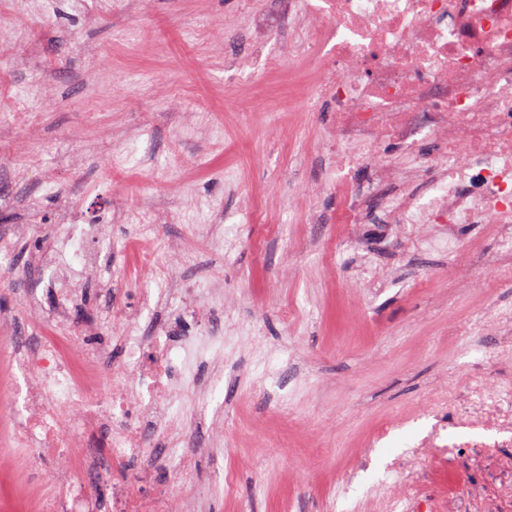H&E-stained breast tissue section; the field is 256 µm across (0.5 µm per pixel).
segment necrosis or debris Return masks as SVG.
<instances>
[{
  "instance_id": "obj_1",
  "label": "necrosis or debris",
  "mask_w": 512,
  "mask_h": 512,
  "mask_svg": "<svg viewBox=\"0 0 512 512\" xmlns=\"http://www.w3.org/2000/svg\"><path fill=\"white\" fill-rule=\"evenodd\" d=\"M289 21L290 50L314 62V100L335 114L336 221L372 218L402 225L411 245L419 224H485L512 249V0H302ZM435 141L425 155L421 147ZM398 146L399 154L379 146ZM372 161L371 191L352 177ZM431 181L425 196L414 183ZM195 313L176 280L139 289L129 319L163 303ZM124 355L107 375V345L81 325L47 328L39 344L16 329L0 351L16 364L13 441L29 473L51 471L38 512H196L163 474L183 475L199 460L196 430L206 399L183 403L201 368L238 344L223 327L194 333L169 321L153 335L121 337ZM429 430L384 465L366 498L386 512H512V380L452 388L430 397ZM136 478H128L130 465Z\"/></svg>"
}]
</instances>
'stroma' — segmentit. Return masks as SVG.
I'll return each mask as SVG.
<instances>
[{"mask_svg": "<svg viewBox=\"0 0 512 512\" xmlns=\"http://www.w3.org/2000/svg\"><path fill=\"white\" fill-rule=\"evenodd\" d=\"M287 45L288 0H0V310L34 331V290L51 312L33 257L66 206L97 227L81 318L122 335L120 308L149 285L125 244L167 211L154 255L184 287L222 295L208 319L247 339L235 374L213 382L224 421L201 432L224 450L179 479L189 494L220 486L210 512H352L418 430L355 471L383 420L512 372V347L488 331L512 286L491 282L486 226L406 259L388 225L337 223L333 115L307 108ZM36 483L0 446V512H35Z\"/></svg>", "mask_w": 512, "mask_h": 512, "instance_id": "35a3bbf8", "label": "stroma"}]
</instances>
